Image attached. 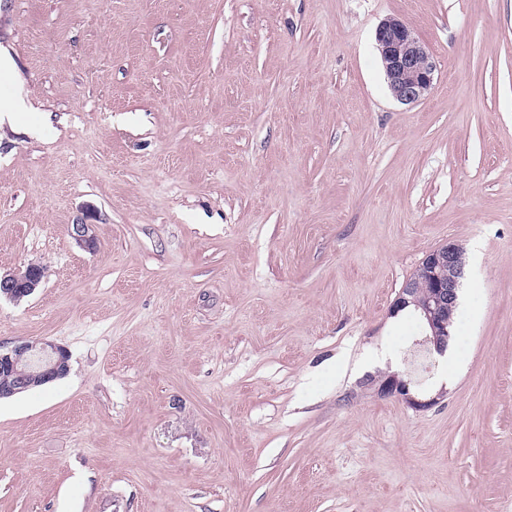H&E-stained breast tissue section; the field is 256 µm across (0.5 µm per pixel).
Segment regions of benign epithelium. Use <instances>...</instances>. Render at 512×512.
I'll use <instances>...</instances> for the list:
<instances>
[{
	"label": "benign epithelium",
	"instance_id": "obj_1",
	"mask_svg": "<svg viewBox=\"0 0 512 512\" xmlns=\"http://www.w3.org/2000/svg\"><path fill=\"white\" fill-rule=\"evenodd\" d=\"M377 50L382 60L384 74L393 97L402 104H416L424 100L434 84L436 65L425 44L402 21L395 18L384 20L376 30ZM75 241L89 252L96 251L97 239L92 225L83 221L70 227ZM463 261L460 247L448 243L429 252L421 262L417 274L404 285L393 304V311L415 305L420 310L421 321L430 330L423 343L433 346L438 353L445 352L448 340V309L456 307ZM44 268L30 264L17 272L0 274V297L13 302L32 294L44 278ZM425 278L432 283L430 296L419 301L415 296L416 281ZM34 348L28 341L20 342L7 350H0V365L15 373L16 390L28 388V372L22 361ZM42 359V374L45 380L53 381L69 370V355L65 349L50 342L39 346ZM412 381L397 374L387 376L379 385L385 395L399 396L415 409L429 408L435 399L421 400L411 394Z\"/></svg>",
	"mask_w": 512,
	"mask_h": 512
}]
</instances>
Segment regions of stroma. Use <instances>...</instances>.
<instances>
[{
	"instance_id": "obj_1",
	"label": "stroma",
	"mask_w": 512,
	"mask_h": 512,
	"mask_svg": "<svg viewBox=\"0 0 512 512\" xmlns=\"http://www.w3.org/2000/svg\"><path fill=\"white\" fill-rule=\"evenodd\" d=\"M0 54V346L70 355L0 399V512H512V0H0ZM451 242L453 369L390 312ZM375 38L393 97L405 105L424 100L433 88L436 70L425 44L395 18L384 20L378 26ZM44 268L30 264L24 270L0 274V298L18 302L25 295L32 294L44 278ZM411 379H405L398 374L388 375L379 385L378 390L385 395L399 396L415 409L429 408L435 404V398L421 400L411 394Z\"/></svg>"
}]
</instances>
